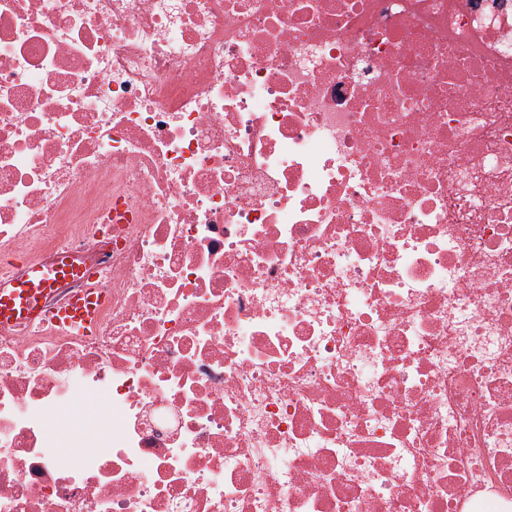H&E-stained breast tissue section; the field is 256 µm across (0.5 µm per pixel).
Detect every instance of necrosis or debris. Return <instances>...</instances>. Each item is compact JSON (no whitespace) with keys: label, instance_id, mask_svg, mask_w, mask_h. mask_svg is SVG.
<instances>
[{"label":"necrosis or debris","instance_id":"1","mask_svg":"<svg viewBox=\"0 0 512 512\" xmlns=\"http://www.w3.org/2000/svg\"><path fill=\"white\" fill-rule=\"evenodd\" d=\"M63 255L0 512H512V0H0V281ZM100 303L94 294L77 295L57 311L55 319L77 334L87 333L96 326Z\"/></svg>","mask_w":512,"mask_h":512}]
</instances>
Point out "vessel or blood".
Segmentation results:
<instances>
[{
	"mask_svg": "<svg viewBox=\"0 0 512 512\" xmlns=\"http://www.w3.org/2000/svg\"><path fill=\"white\" fill-rule=\"evenodd\" d=\"M81 271L69 259H58L55 264L33 263L24 274L9 285L0 284V322L22 323L39 316L45 297L60 281L80 276ZM99 296L78 295L59 309L56 320L73 332L84 334L97 323Z\"/></svg>",
	"mask_w": 512,
	"mask_h": 512,
	"instance_id": "vessel-or-blood-1",
	"label": "vessel or blood"
}]
</instances>
